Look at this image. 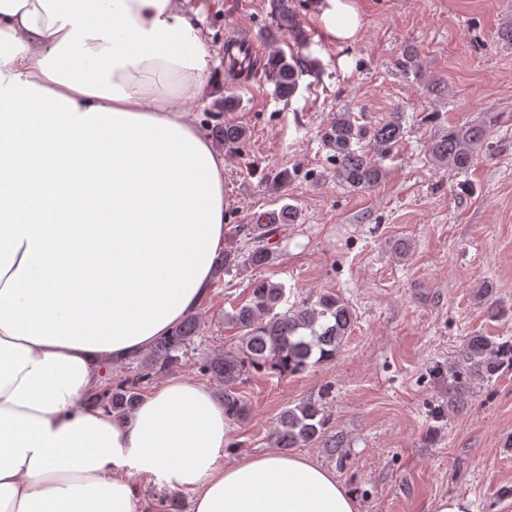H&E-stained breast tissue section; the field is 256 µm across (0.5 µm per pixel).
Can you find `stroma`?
I'll return each instance as SVG.
<instances>
[{
	"label": "stroma",
	"mask_w": 512,
	"mask_h": 512,
	"mask_svg": "<svg viewBox=\"0 0 512 512\" xmlns=\"http://www.w3.org/2000/svg\"><path fill=\"white\" fill-rule=\"evenodd\" d=\"M320 2L289 0L308 36L300 46L286 34L268 40V0H185L208 40L211 82L239 100L226 112L206 98L191 116L205 133L224 122L249 130L243 151L224 156L225 245L243 244L232 227L283 206L298 219L273 238L267 267L220 275L187 355L152 382L180 376L221 392L198 366L239 346L224 315L248 300L254 280L284 284L292 303L335 293L354 312L340 353L299 374L250 373L241 386L250 413L229 424L226 461L270 451L280 412L320 400L345 461L315 446L299 453L335 471L359 512H434L451 494L469 497L473 512H512V372L472 386L457 403L430 374L458 361L468 337L512 339V45L496 38L512 22V0H344L358 16L348 39L329 32ZM245 32L261 54L277 47L304 58L291 100L276 96L263 73L227 78L224 45ZM410 45L427 75L448 83L447 94L429 93L403 71ZM395 110L405 114L406 134L383 163L385 180L369 190L337 183L321 128L343 111L373 122ZM487 112L502 118L469 169L430 161L432 138ZM284 169L294 181L275 185ZM400 239L410 244L402 258L393 251ZM486 280L496 289L489 303L476 296Z\"/></svg>",
	"instance_id": "obj_1"
}]
</instances>
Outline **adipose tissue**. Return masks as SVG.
<instances>
[{"label": "adipose tissue", "mask_w": 512, "mask_h": 512, "mask_svg": "<svg viewBox=\"0 0 512 512\" xmlns=\"http://www.w3.org/2000/svg\"><path fill=\"white\" fill-rule=\"evenodd\" d=\"M211 54L183 0H0V512H358L335 473L225 463L224 405L173 377L89 403L193 313L224 247V159L187 109ZM139 490H140V494L142 495L143 498L150 499L155 503L159 502V499L162 497V495L176 496L178 498V500L180 501V505H181V509H182L181 512H190L191 511L190 508H191L192 497L189 492L173 491L171 489H168L165 486H159L157 484H153L152 482H145V481H139ZM166 496H164L163 499L166 503L169 502V504L166 505V507H170V508H168L169 511H178L177 507H179V505L177 502H175V499L167 498Z\"/></svg>", "instance_id": "adipose-tissue-1"}]
</instances>
